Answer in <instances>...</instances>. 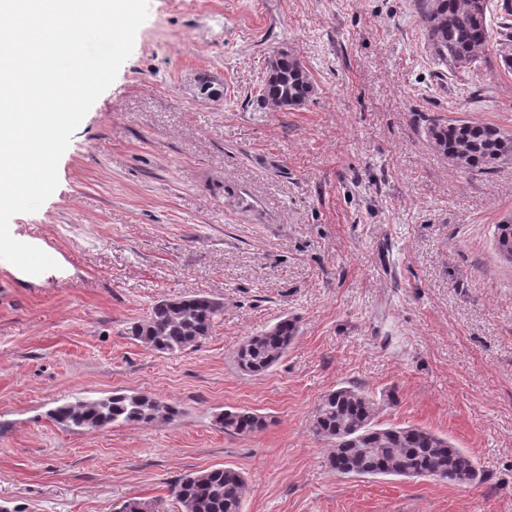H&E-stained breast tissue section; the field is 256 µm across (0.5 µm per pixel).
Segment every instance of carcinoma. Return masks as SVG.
Masks as SVG:
<instances>
[{
    "label": "carcinoma",
    "instance_id": "1",
    "mask_svg": "<svg viewBox=\"0 0 512 512\" xmlns=\"http://www.w3.org/2000/svg\"><path fill=\"white\" fill-rule=\"evenodd\" d=\"M433 55L454 68L467 69L490 38V0H417ZM499 45L512 42V5H500ZM313 86L305 66L281 50L269 63L261 90L262 107L290 110L304 106ZM428 134L453 163L485 173L512 160V134L486 122L431 119ZM496 246L512 261V224L497 225ZM224 303L207 294H189L157 302L146 319L130 327L131 336L147 349L174 354L209 335ZM286 318L250 337L236 351L238 368L261 374L279 362L296 337ZM176 407L146 394L114 392L96 400H77L53 408L49 416L69 428L97 431L115 424H149L172 419ZM379 403L361 388L341 387L326 394L310 418L311 432L333 443L329 465L349 476L434 477L450 485L480 482L473 458L448 439L423 428L383 426L376 421ZM224 431L251 435L264 426L249 409L226 410L217 418ZM181 512H242L246 481L231 467L214 466L190 473L172 487Z\"/></svg>",
    "mask_w": 512,
    "mask_h": 512
}]
</instances>
